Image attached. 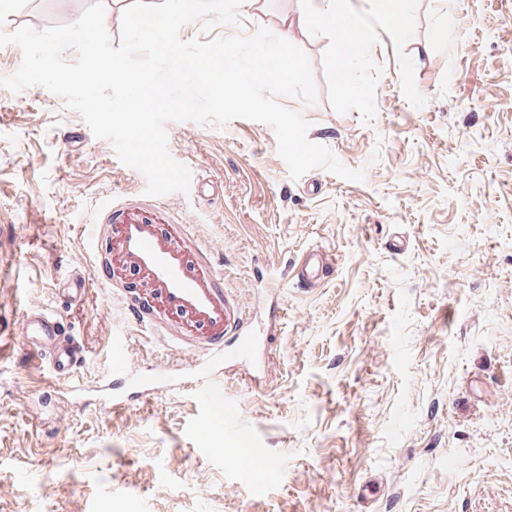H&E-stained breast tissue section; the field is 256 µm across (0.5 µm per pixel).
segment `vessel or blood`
I'll use <instances>...</instances> for the list:
<instances>
[{
  "label": "vessel or blood",
  "mask_w": 512,
  "mask_h": 512,
  "mask_svg": "<svg viewBox=\"0 0 512 512\" xmlns=\"http://www.w3.org/2000/svg\"><path fill=\"white\" fill-rule=\"evenodd\" d=\"M188 237L185 225H163L148 208L105 206L93 223L91 276H72L58 291L78 301L91 278L112 286L117 274L133 272L145 284L143 290L123 294L133 322L161 331L169 348L195 352L188 370L197 380L203 403L213 410L223 402L222 387L213 380L218 361L237 354L243 345L269 346L273 339L260 341L247 331L243 313L224 292L223 273L196 259L187 246ZM335 266L334 254L310 249L295 264L294 278L314 286L331 277ZM22 319L23 355L47 361L56 381L69 382L81 351L65 336L61 317L34 304Z\"/></svg>",
  "instance_id": "obj_1"
}]
</instances>
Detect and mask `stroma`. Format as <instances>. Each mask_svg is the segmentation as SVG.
<instances>
[{
    "label": "stroma",
    "instance_id": "1",
    "mask_svg": "<svg viewBox=\"0 0 512 512\" xmlns=\"http://www.w3.org/2000/svg\"><path fill=\"white\" fill-rule=\"evenodd\" d=\"M91 2L7 0L0 30L66 25ZM350 2L370 48L342 62L339 27L296 32L317 99L281 103L363 181L322 167L292 179L264 123L166 125L170 155L223 190L159 205L257 335L277 338L265 368L216 369L208 436L190 382L112 409L114 330L134 367L176 371L186 355L101 281L76 305L58 293L91 267L98 209L144 200L145 177L64 98L0 86V311L56 310L83 350L74 391L0 334V512H512V0H400L399 34L382 23L388 0ZM262 4L216 34L279 32L298 0ZM313 246L336 271L301 288L290 269ZM256 451L276 470H255Z\"/></svg>",
    "mask_w": 512,
    "mask_h": 512
}]
</instances>
